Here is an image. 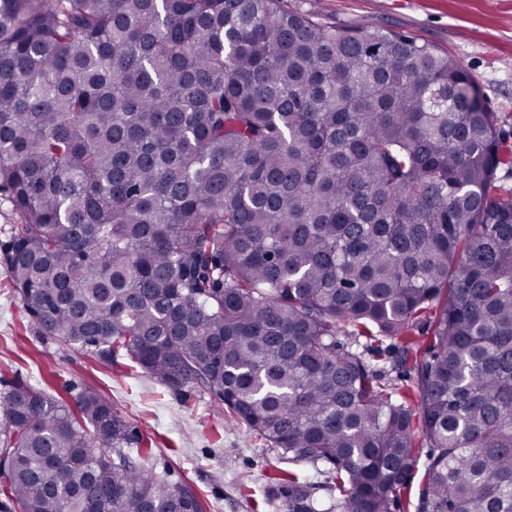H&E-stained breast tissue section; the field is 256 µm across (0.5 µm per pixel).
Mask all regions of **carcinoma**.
Here are the masks:
<instances>
[{
  "mask_svg": "<svg viewBox=\"0 0 512 512\" xmlns=\"http://www.w3.org/2000/svg\"><path fill=\"white\" fill-rule=\"evenodd\" d=\"M512 145L458 61L282 0H0V262L61 344L210 395L336 512H512ZM426 325L425 343L411 338ZM414 373L382 381L371 354ZM112 402L0 389L19 512H204ZM136 452L138 462L131 461ZM313 484L273 478L287 512ZM6 194L0 192V244L9 239L13 224H20L22 218L6 199ZM417 441L419 443V448H416V451L420 457L418 464L413 471L410 482L407 487L403 489L401 493V500L393 512H416L419 492L424 483V464L428 451L430 450V448H426L425 440L421 434H418Z\"/></svg>",
  "mask_w": 512,
  "mask_h": 512,
  "instance_id": "carcinoma-1",
  "label": "carcinoma"
}]
</instances>
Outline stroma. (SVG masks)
<instances>
[{
	"label": "stroma",
	"instance_id": "1",
	"mask_svg": "<svg viewBox=\"0 0 512 512\" xmlns=\"http://www.w3.org/2000/svg\"><path fill=\"white\" fill-rule=\"evenodd\" d=\"M335 26L371 23L431 43L474 78L512 144V0H284ZM50 384L67 403L94 386L135 437L153 442L148 464L189 483L205 512H285L269 477L296 473L316 485L319 512L336 494L312 465L293 461L197 391L177 393L135 364L110 365L46 336L32 323L0 265V382Z\"/></svg>",
	"mask_w": 512,
	"mask_h": 512
}]
</instances>
